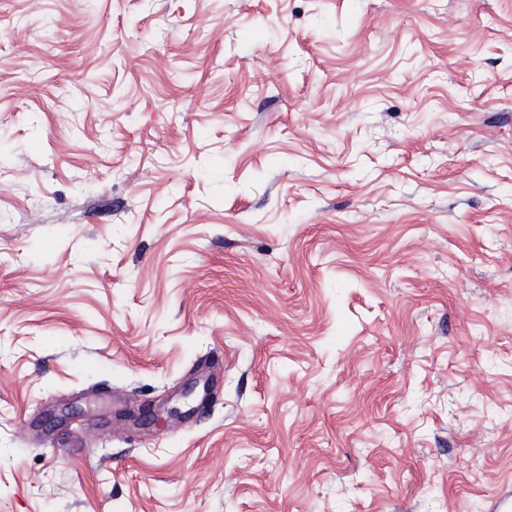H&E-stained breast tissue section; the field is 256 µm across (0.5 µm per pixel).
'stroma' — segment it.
Returning a JSON list of instances; mask_svg holds the SVG:
<instances>
[{"label": "stroma", "instance_id": "obj_1", "mask_svg": "<svg viewBox=\"0 0 512 512\" xmlns=\"http://www.w3.org/2000/svg\"><path fill=\"white\" fill-rule=\"evenodd\" d=\"M0 139V512L512 487V0H0Z\"/></svg>", "mask_w": 512, "mask_h": 512}]
</instances>
